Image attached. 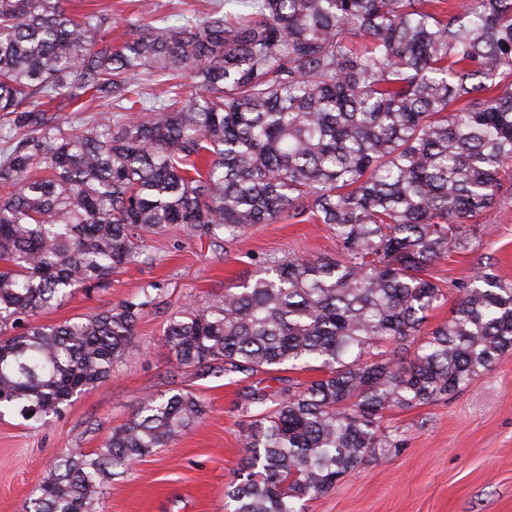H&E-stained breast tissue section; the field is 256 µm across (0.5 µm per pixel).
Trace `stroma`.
Listing matches in <instances>:
<instances>
[{
  "label": "stroma",
  "mask_w": 512,
  "mask_h": 512,
  "mask_svg": "<svg viewBox=\"0 0 512 512\" xmlns=\"http://www.w3.org/2000/svg\"><path fill=\"white\" fill-rule=\"evenodd\" d=\"M112 12V43L127 39L146 14L177 15L199 0H95ZM465 250L428 269L447 298L429 325L451 316L456 290L478 268L512 283V178L504 179L494 209L473 219ZM341 246L328 225L283 219L260 224L216 249L179 230L148 235L138 264L109 285L77 290L41 323L57 324L137 298L153 287L130 355L108 381L72 399L46 425L33 430L15 416L0 418V512H23L56 459L70 448L100 447L148 393L195 392L203 422L168 447L139 460L110 482L104 512H224V488L243 458L247 395L273 393L294 381L307 384L320 371L279 370L257 375H199L178 367L162 340L170 315L187 303L205 305L223 295L271 257H338ZM383 426L398 452L365 459L328 494L304 500L302 512H512V356L447 400L386 413Z\"/></svg>",
  "instance_id": "1"
}]
</instances>
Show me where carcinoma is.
<instances>
[{"label": "carcinoma", "mask_w": 512, "mask_h": 512, "mask_svg": "<svg viewBox=\"0 0 512 512\" xmlns=\"http://www.w3.org/2000/svg\"><path fill=\"white\" fill-rule=\"evenodd\" d=\"M245 2L114 45L104 9L0 0V417L38 428L112 376L148 289L74 321L32 318L106 286L147 235L222 249L285 216L327 224L340 257L270 259L163 331L181 368L323 371L250 392L243 474L225 490L231 512H301L397 448L386 412L446 399L512 355V285L478 271L428 329L446 294L425 277L466 246L512 163V0ZM142 77L169 97L144 98ZM86 97L132 116H51ZM205 414L191 391L150 394L101 447L63 453L25 512H103L108 480Z\"/></svg>", "instance_id": "cac0c4a2"}]
</instances>
